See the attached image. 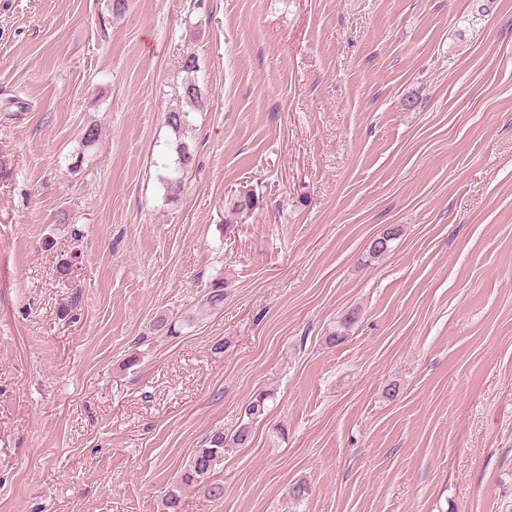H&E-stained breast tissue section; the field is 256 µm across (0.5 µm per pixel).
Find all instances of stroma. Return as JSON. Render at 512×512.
<instances>
[{"mask_svg":"<svg viewBox=\"0 0 512 512\" xmlns=\"http://www.w3.org/2000/svg\"><path fill=\"white\" fill-rule=\"evenodd\" d=\"M189 1L0 0V512H512V0ZM181 67L182 71L186 73L185 81L181 85L182 96L203 106L202 93L194 78V73L197 72L196 57L192 53L184 54L181 59ZM177 158L173 165L165 167V172L160 175V181L170 201H177L183 191L184 171L192 163L193 159L188 147L182 143L177 147ZM248 437V426H240L227 440L224 431L214 433L204 448H198L193 457L180 471L175 484L167 491L163 500V512L181 511V493L186 488L203 489L210 497L219 499L224 495V486L213 480L216 466L224 461V451L228 445L244 444Z\"/></svg>","mask_w":512,"mask_h":512,"instance_id":"obj_1","label":"stroma"}]
</instances>
